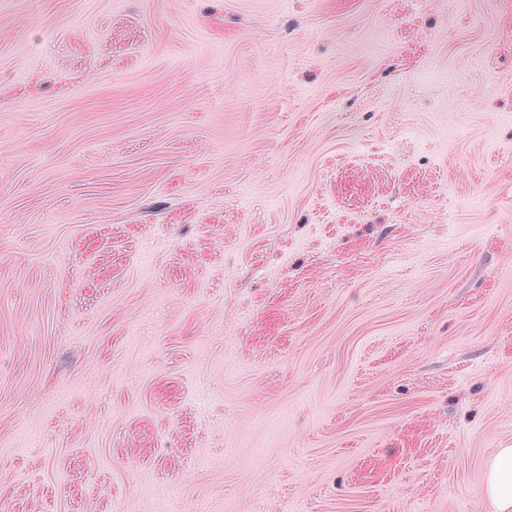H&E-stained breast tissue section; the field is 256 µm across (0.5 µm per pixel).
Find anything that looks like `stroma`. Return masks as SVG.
<instances>
[{
  "mask_svg": "<svg viewBox=\"0 0 512 512\" xmlns=\"http://www.w3.org/2000/svg\"><path fill=\"white\" fill-rule=\"evenodd\" d=\"M512 0H0V512H494Z\"/></svg>",
  "mask_w": 512,
  "mask_h": 512,
  "instance_id": "1",
  "label": "stroma"
}]
</instances>
